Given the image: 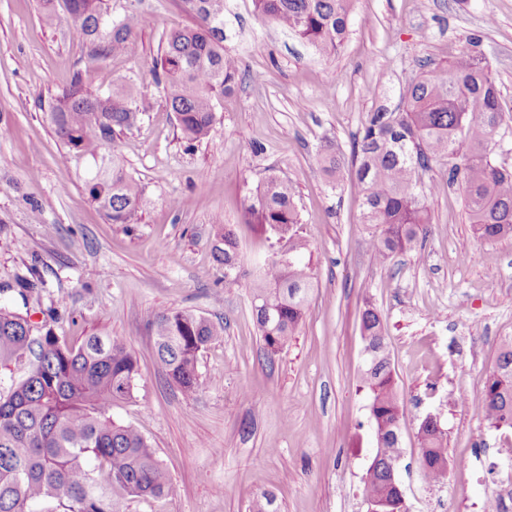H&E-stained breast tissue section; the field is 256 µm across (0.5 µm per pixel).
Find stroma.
I'll return each instance as SVG.
<instances>
[{
    "label": "stroma",
    "instance_id": "1",
    "mask_svg": "<svg viewBox=\"0 0 512 512\" xmlns=\"http://www.w3.org/2000/svg\"><path fill=\"white\" fill-rule=\"evenodd\" d=\"M143 22L129 54L88 62L65 20L42 22L40 0H0V302L27 309L69 344L123 340L136 357L131 399L115 404L156 450L172 482L161 498H125L118 512H249L264 493L278 512H364L362 481L376 440L362 388L360 317L379 312L403 415L397 478L410 512H482L512 473L481 401L501 341L512 336V238L478 241L442 165L422 173L427 232L384 273L369 247L353 182L352 147L370 112L395 107L422 63L448 62L479 39L501 92L497 161L512 170V0H354L349 33L326 53L263 19L252 0H224V51L243 77L225 94L207 138L188 146L154 79L163 34L191 25L178 0H112ZM93 87L125 80L148 105L115 143L145 185L140 223L108 221L47 116L76 70ZM346 159L339 178L321 145ZM292 184L313 269L303 319L267 359L252 314L254 283L272 258L244 210L268 176ZM229 225L247 271L232 288L211 248ZM44 284L19 296V280ZM189 310L223 325L201 353L191 396L159 367L148 313ZM438 418L448 479L423 482L418 426Z\"/></svg>",
    "mask_w": 512,
    "mask_h": 512
}]
</instances>
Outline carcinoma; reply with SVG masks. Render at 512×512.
I'll return each instance as SVG.
<instances>
[{
  "label": "carcinoma",
  "instance_id": "obj_1",
  "mask_svg": "<svg viewBox=\"0 0 512 512\" xmlns=\"http://www.w3.org/2000/svg\"><path fill=\"white\" fill-rule=\"evenodd\" d=\"M353 0H253L257 14L324 50H337L349 28ZM193 24L165 33L155 60L156 79L183 137L204 139L220 100L242 75L241 62L224 53V0H182ZM69 20L89 61L131 51L140 17L115 16L112 0H65ZM478 42L448 63L427 69L412 82L398 107L368 115L352 149L364 223L375 229L371 246L382 266L411 248L430 223L419 173L448 167V187L464 196L477 236L487 242L512 238V171L494 156L503 115L495 79L476 50ZM146 108L124 84L94 89L83 71L51 97L55 134L88 164V197L114 224H138L147 202L145 187L105 144L137 128ZM323 170L335 174L343 154L324 145ZM273 258L254 288L253 314L267 356L277 353L302 321L311 270L292 186L269 177L245 209ZM212 249L224 264V286L245 276L232 230L220 227ZM159 365L191 395L199 387V353L223 328L186 310L150 315ZM362 340L374 350L363 381L377 448L363 477L365 512H409L395 489L392 471L400 458L402 408L387 352L382 318L366 305ZM32 359L25 380L0 394V512H34L47 498L63 512H116L120 497L158 498L172 480L148 441L131 426L112 421V404L132 396L137 360L119 340L88 336L70 345L51 329L36 334L27 318L0 306V364ZM481 408L495 428L512 429V338L502 340L485 386ZM420 465L428 483L448 477L446 436L428 415L418 432Z\"/></svg>",
  "mask_w": 512,
  "mask_h": 512
}]
</instances>
